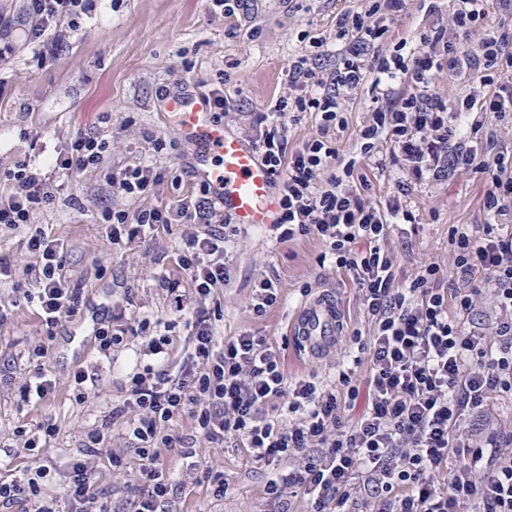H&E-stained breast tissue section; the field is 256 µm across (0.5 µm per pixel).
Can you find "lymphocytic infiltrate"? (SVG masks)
<instances>
[{"label":"lymphocytic infiltrate","mask_w":512,"mask_h":512,"mask_svg":"<svg viewBox=\"0 0 512 512\" xmlns=\"http://www.w3.org/2000/svg\"><path fill=\"white\" fill-rule=\"evenodd\" d=\"M90 0H24L26 42L34 50L62 46L76 35ZM406 0H371L366 13L336 14V49L313 41V53L288 62V94L255 113L252 143L278 176L280 240L316 233L326 256L359 293L370 334L358 346L370 366L366 407L344 419L359 389L350 369L333 385L288 380L278 353L250 331L219 338L206 301L229 276L224 227L232 219L207 185L190 188L172 204L144 199L165 176L159 164H131L105 176L129 209H108L102 224L111 243H145L170 224L183 227L177 265L191 286L162 275L158 285L184 316L189 332L177 341L149 320L131 324L120 302L94 319L96 355L111 359L125 337L143 343L128 362L127 387L102 427L90 430L71 465L67 510L43 496L47 466L26 480L0 477V512H112L97 485L96 460L113 424H120L139 458L129 486L130 512H177L163 455L175 453L197 469L194 444L235 439L249 457L270 465L265 493L302 495L309 512H512V430L471 431L468 421L512 400V0H448L447 23L392 41ZM467 78L472 88L453 105L433 90L440 76ZM368 103L358 159L339 155L346 105ZM313 113L317 133L288 147V114ZM108 143L81 132L54 147L43 162L17 160L0 191V229L16 230L53 204L61 177L100 168ZM388 153L400 176L386 198L371 201L353 177L357 162ZM482 174L487 190L483 221L452 234L455 277L440 287L431 264L398 285L394 259L383 243L397 224L416 223L407 201L411 186L444 181L462 170ZM38 266L19 269L0 255V288L14 301L35 304L48 336L29 352L35 367L19 387L23 401L41 403L56 389L45 363L63 323L80 315L84 290L72 283L66 243L44 231L26 241ZM491 291L494 317L472 319L475 302ZM286 408L269 415L277 400ZM190 421L189 435L171 433Z\"/></svg>","instance_id":"obj_1"}]
</instances>
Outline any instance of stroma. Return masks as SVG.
I'll use <instances>...</instances> for the list:
<instances>
[{"label": "stroma", "instance_id": "obj_1", "mask_svg": "<svg viewBox=\"0 0 512 512\" xmlns=\"http://www.w3.org/2000/svg\"><path fill=\"white\" fill-rule=\"evenodd\" d=\"M368 0H293L290 7L277 0H249L230 29L222 13L212 12L206 0H94L80 21L77 36L60 48L38 55L23 42L21 30L11 36L13 49L0 55V184L17 158H42L77 132H96L109 142L104 167L119 170L154 158L153 142L162 139L166 178L148 204L170 203L182 195L192 176V147L171 115L161 112L166 93L195 88L199 83L223 87L230 110L225 128L249 139L253 113L267 110L286 95V69L291 55L308 50L313 38L336 45V14L359 12ZM227 84H220V77ZM486 184L481 174L463 171L454 177L413 189L412 207L418 223L395 230L384 246L393 258L398 283L411 281L421 267L439 265L441 283L453 277L449 238L452 229L482 220L481 201ZM120 209L125 201L107 188L99 172L76 174L65 180L56 199L31 219V229H49L67 243L65 268L81 282L94 302H109L117 285L132 289L128 307L137 319L173 323L176 336H186L170 302L157 286L160 273L178 276L176 250L182 225L172 224L149 244H111L97 222L101 205ZM231 278L208 300L207 308L221 336L250 330L265 336L277 349L287 377L312 378L331 385L349 351L355 331H367L361 300L346 273L333 263H321L325 247L316 235H295L279 241L272 228L237 226L225 244ZM102 272H95V262ZM276 282L281 299L264 316L252 309L259 279ZM336 296L343 332L334 349L322 356L305 354L288 334L291 316L323 291ZM45 329L32 307L19 304L10 322L0 327V364L27 352L44 339ZM136 338H128L114 364L97 362L92 353L74 360L66 337L55 340L47 366L58 380L49 401L24 403L18 381L0 383V438L11 439L16 429L37 433L44 424L60 432L48 454L49 492L63 496L69 461L86 433L100 427L113 401L124 394V368ZM84 366L95 381L75 388L68 379L75 366ZM86 401H79V393ZM127 443L113 435L107 451L126 454L127 466L112 471L106 460L96 469L98 485L112 495L114 512H122L125 488L134 479L138 460L127 454ZM204 467L222 472L228 485L224 499L213 498L202 471L186 473L178 456L166 465L181 480L180 512H273L265 493L268 469L235 448L233 442L195 445Z\"/></svg>", "mask_w": 512, "mask_h": 512}]
</instances>
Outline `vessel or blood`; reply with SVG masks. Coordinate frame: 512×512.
<instances>
[{"label":"vessel or blood","instance_id":"vessel-or-blood-1","mask_svg":"<svg viewBox=\"0 0 512 512\" xmlns=\"http://www.w3.org/2000/svg\"><path fill=\"white\" fill-rule=\"evenodd\" d=\"M186 141L193 147V174L210 189L213 201L244 226L278 222L280 201L274 176L257 151L228 132L200 91L180 89L164 100ZM292 331L308 355L320 356L335 347L339 336L336 303L319 296L297 314Z\"/></svg>","mask_w":512,"mask_h":512}]
</instances>
